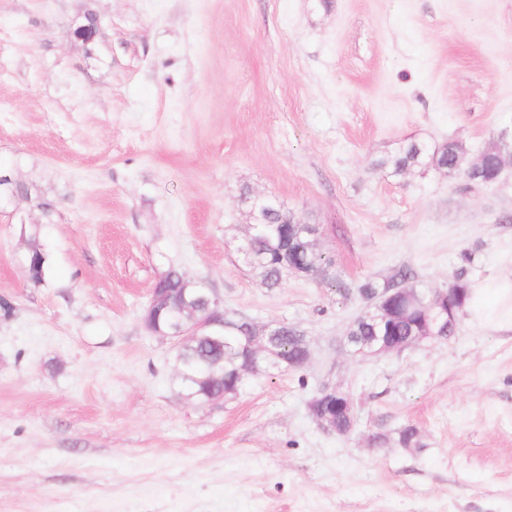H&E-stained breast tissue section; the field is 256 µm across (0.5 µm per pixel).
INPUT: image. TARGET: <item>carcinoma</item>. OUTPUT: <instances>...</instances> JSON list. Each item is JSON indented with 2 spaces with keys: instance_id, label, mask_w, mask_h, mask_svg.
<instances>
[{
  "instance_id": "1",
  "label": "carcinoma",
  "mask_w": 512,
  "mask_h": 512,
  "mask_svg": "<svg viewBox=\"0 0 512 512\" xmlns=\"http://www.w3.org/2000/svg\"><path fill=\"white\" fill-rule=\"evenodd\" d=\"M485 163L464 176L469 185L484 187L496 172L497 151L488 146ZM460 154V143L444 144L431 149L419 141L406 142L398 152L376 162V166L387 168L400 177L412 170H425L430 159L449 168ZM291 214L275 197L266 196L257 201L254 212V229L250 230L251 246L247 265L255 269L262 282L269 288L277 287L283 279L284 264L305 265L319 269L325 277L339 279L331 258L317 250L313 242L316 229L308 224H291ZM48 268V257L40 251L28 256L27 274L31 281H43ZM401 281L418 289V295L403 305L391 322L390 327L380 328L371 321L356 324L351 336L356 347H366L384 332L409 340L420 331L432 330L446 339L454 335L457 323L466 316L471 307V284L463 274L456 275L448 284L450 288H460L459 305L456 309V323L448 324L436 318L431 309V288L415 281L414 275L406 270L399 272ZM156 287L168 290L172 295L171 305L158 317L159 325L166 328L179 322L190 325L192 318L181 303L182 290L196 288L201 296H208L201 282L184 280L183 274L169 272L156 283ZM251 332L248 319L231 312L224 317V341L212 342L204 336H189L182 343L178 353L182 388L187 396L199 402H206L222 393L236 395L242 386L237 375L238 367L248 358L247 337ZM304 337L298 329L288 324L281 326V336L277 338L276 357L273 362L285 369L302 367L307 361L303 347Z\"/></svg>"
}]
</instances>
